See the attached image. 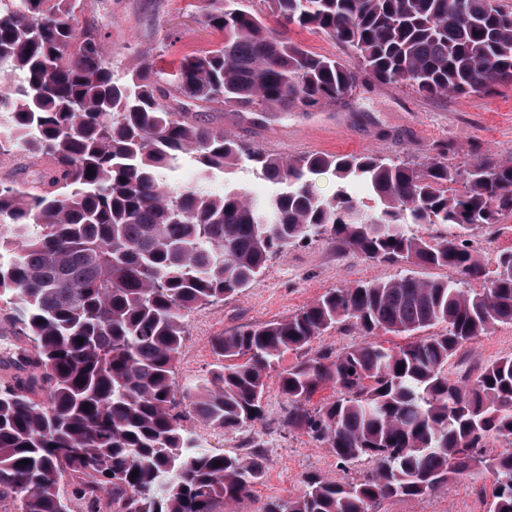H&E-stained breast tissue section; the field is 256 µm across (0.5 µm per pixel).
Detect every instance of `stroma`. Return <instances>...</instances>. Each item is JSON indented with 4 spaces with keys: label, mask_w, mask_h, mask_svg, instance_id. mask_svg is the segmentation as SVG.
<instances>
[{
    "label": "stroma",
    "mask_w": 512,
    "mask_h": 512,
    "mask_svg": "<svg viewBox=\"0 0 512 512\" xmlns=\"http://www.w3.org/2000/svg\"><path fill=\"white\" fill-rule=\"evenodd\" d=\"M200 7V0H84L79 21L99 30L104 49L118 68L150 63L155 69L169 71L183 56L205 52L223 40L221 32L203 23ZM198 114L202 121L223 125L245 143L284 157L369 152L423 162L433 155L436 144L447 141L453 146L448 155L452 167H464L483 154L512 158V84L495 86L486 94L428 98L404 85L368 80L349 98L311 109L236 112L206 107ZM471 245L484 264L494 265L501 251L512 250V215L502 216L494 227L476 231ZM398 272V267L338 251L322 239L298 244L268 261L263 275L249 288L190 314L175 381L185 384L211 368L215 362L212 336L288 318L329 289ZM510 355L512 326L501 325L463 347L452 358L449 370L461 376ZM294 361V353H287L277 368L270 370L264 418L252 430L219 436L201 420L187 421L189 430L203 442L227 452L245 455L250 441L261 443L266 474L253 489L248 512H258L267 499L298 494L306 475L352 479L368 467L360 461L340 468L327 449L281 427L286 399L278 388V374ZM481 484L478 478L458 477L434 494L389 499L378 510L486 512L475 493Z\"/></svg>",
    "instance_id": "1"
}]
</instances>
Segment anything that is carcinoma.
<instances>
[{"instance_id": "carcinoma-1", "label": "carcinoma", "mask_w": 512, "mask_h": 512, "mask_svg": "<svg viewBox=\"0 0 512 512\" xmlns=\"http://www.w3.org/2000/svg\"><path fill=\"white\" fill-rule=\"evenodd\" d=\"M204 2L222 43L167 73L116 69L97 30L79 26L83 0H0V155L47 160L30 181L0 180V302L31 348L28 380H0V512L245 505L265 474L260 452L206 448L184 421L226 435L263 420L268 372L288 351L303 355L279 374L281 426L344 467H371L352 482L309 475L299 494L270 498L260 512H377L384 500L486 474L488 512H512V356L474 377L448 371L464 344L512 326V250L491 271L469 245L472 231L512 214V159L454 169L447 143L418 167L372 153L283 158L196 118L212 105L334 103L363 75L432 97L512 84V7L263 0L258 13L242 0ZM294 29L333 38L351 59L307 50ZM186 155L204 179L247 162L282 189L256 203L242 187L176 188L169 173ZM324 173L336 179L330 196L316 188ZM356 181L373 204L353 194ZM425 224L441 232L412 230ZM314 237L459 279L329 289L286 320L212 337L216 363L176 385L190 313L250 287L272 257ZM480 279L483 288L464 287ZM344 322L365 341L312 351ZM435 326L442 331L416 336ZM379 331L416 340L384 347L369 340ZM324 387L336 398L309 407Z\"/></svg>"}]
</instances>
